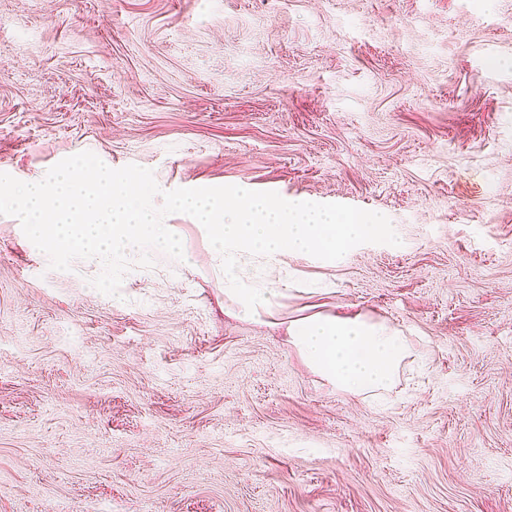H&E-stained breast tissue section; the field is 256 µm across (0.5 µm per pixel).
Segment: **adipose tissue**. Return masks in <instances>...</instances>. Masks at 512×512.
Instances as JSON below:
<instances>
[{
    "label": "adipose tissue",
    "instance_id": "obj_1",
    "mask_svg": "<svg viewBox=\"0 0 512 512\" xmlns=\"http://www.w3.org/2000/svg\"><path fill=\"white\" fill-rule=\"evenodd\" d=\"M287 333L308 366L353 395L388 388L412 355L401 330L361 314L304 316Z\"/></svg>",
    "mask_w": 512,
    "mask_h": 512
}]
</instances>
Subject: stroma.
Returning <instances> with one entry per match:
<instances>
[{"instance_id":"35a3bbf8","label":"stroma","mask_w":512,"mask_h":512,"mask_svg":"<svg viewBox=\"0 0 512 512\" xmlns=\"http://www.w3.org/2000/svg\"><path fill=\"white\" fill-rule=\"evenodd\" d=\"M82 151L160 187L247 182L387 216L400 245L285 257L234 316L154 254L120 293L0 215V512H512V0H0V172ZM383 317L416 353L352 395L286 333Z\"/></svg>"}]
</instances>
